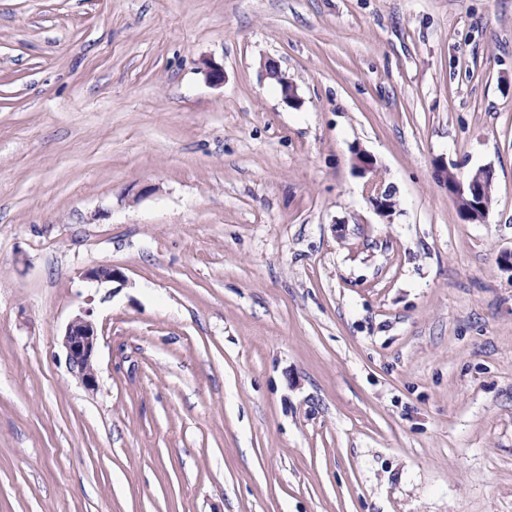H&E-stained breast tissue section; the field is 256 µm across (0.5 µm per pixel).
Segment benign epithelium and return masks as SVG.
Segmentation results:
<instances>
[{
	"label": "benign epithelium",
	"instance_id": "7a95c632",
	"mask_svg": "<svg viewBox=\"0 0 512 512\" xmlns=\"http://www.w3.org/2000/svg\"><path fill=\"white\" fill-rule=\"evenodd\" d=\"M261 77L281 83L283 99L292 104L299 105L300 97L297 87L282 73L280 66L273 60L263 59L259 64ZM354 167L359 173L365 175L376 167V159L369 153L358 150L354 153ZM491 168L478 169L467 180L454 179L448 182V169L440 170L439 177L448 185V191L455 197L457 204L464 205L461 211L462 220L468 223L481 222L488 212L486 196L491 194L492 184L485 180L486 173ZM370 192V202L375 211L382 217L389 218L393 213L391 196L393 192L384 190L375 183L367 184ZM85 279L91 282H126L122 271L111 266H99L89 269L84 274ZM98 340V327L93 319V311L83 309L67 324L62 345L66 350L70 371L80 380L82 385L93 390L97 387V373L94 363Z\"/></svg>",
	"mask_w": 512,
	"mask_h": 512
}]
</instances>
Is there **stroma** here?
Masks as SVG:
<instances>
[{
	"label": "stroma",
	"instance_id": "obj_1",
	"mask_svg": "<svg viewBox=\"0 0 512 512\" xmlns=\"http://www.w3.org/2000/svg\"><path fill=\"white\" fill-rule=\"evenodd\" d=\"M508 252L512 0H0V512H512ZM259 71L262 78L275 80L279 85V82H281V92L283 99L286 102L295 106L300 104V97L297 93V87L294 84L288 82V79L282 73L280 66L275 61L270 59L261 60L259 64ZM492 171L491 167L478 169L466 181H460L455 177L453 182L448 184V167L440 170L439 177L448 191L455 197L458 208L464 204L461 211L462 220L468 223L481 222L485 219L488 212L486 196L491 194L492 183L485 180L486 173ZM451 173V172H450ZM367 187L370 192L369 200L375 211L382 217L390 218L393 213L392 200L390 198L393 192L390 189L383 191L380 186L373 182H368ZM92 315V309L81 310L67 324L62 338L70 371L89 390L97 387L94 357L99 335Z\"/></svg>",
	"mask_w": 512,
	"mask_h": 512
}]
</instances>
